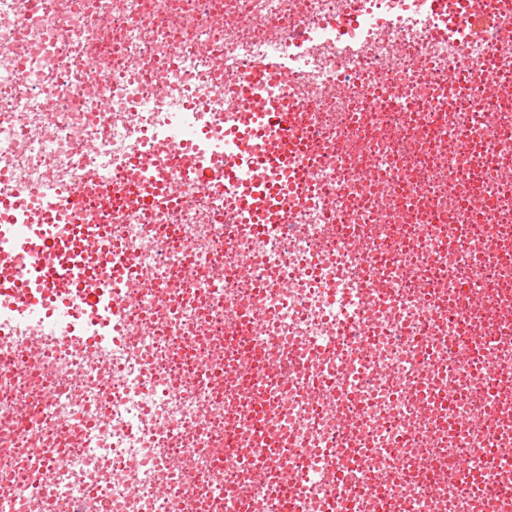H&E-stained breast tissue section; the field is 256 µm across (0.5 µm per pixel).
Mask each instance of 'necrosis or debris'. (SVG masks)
Here are the masks:
<instances>
[{"mask_svg":"<svg viewBox=\"0 0 512 512\" xmlns=\"http://www.w3.org/2000/svg\"><path fill=\"white\" fill-rule=\"evenodd\" d=\"M502 0H0V173L41 270L117 269L66 312L0 252V512H506L512 504V29ZM276 58L298 188L127 166L234 141ZM464 70H457V62ZM55 242V250L44 247ZM466 458L470 475L455 464ZM49 475V497L16 488ZM248 69L257 79L238 85L234 93V98L238 101L248 102L262 112L276 111L271 107L268 100L261 96L259 87L255 82H264L265 78L283 73L285 68L277 60L267 59L250 62ZM41 200L42 194L36 188H18L16 195L12 197L2 196L0 198V222L9 224L14 219V211L17 209H29L39 214L42 223L60 224L59 214L44 210Z\"/></svg>","mask_w":512,"mask_h":512,"instance_id":"necrosis-or-debris-1","label":"necrosis or debris"}]
</instances>
